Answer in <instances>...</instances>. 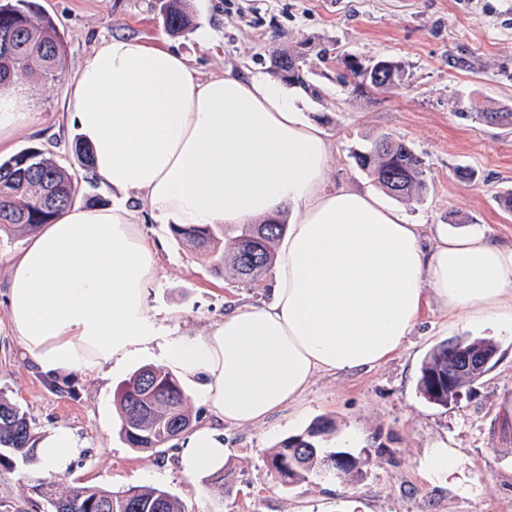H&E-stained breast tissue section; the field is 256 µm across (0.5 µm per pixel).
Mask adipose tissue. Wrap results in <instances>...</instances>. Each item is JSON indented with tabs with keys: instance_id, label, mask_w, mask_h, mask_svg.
<instances>
[{
	"instance_id": "adipose-tissue-1",
	"label": "adipose tissue",
	"mask_w": 512,
	"mask_h": 512,
	"mask_svg": "<svg viewBox=\"0 0 512 512\" xmlns=\"http://www.w3.org/2000/svg\"><path fill=\"white\" fill-rule=\"evenodd\" d=\"M70 118L112 202L37 228L11 267L8 322L48 378L100 375L157 348L216 421L183 440L186 475L223 467L218 424L265 421L315 374L381 365L430 304L451 323L512 335V243L478 227L412 224L370 193L327 190L332 145L279 82L206 77L179 52L113 37L80 68ZM133 199L160 224L287 215L271 299L192 340L162 335L148 305L157 254ZM78 448L59 427L36 455L63 474Z\"/></svg>"
}]
</instances>
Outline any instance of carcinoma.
Wrapping results in <instances>:
<instances>
[{
    "label": "carcinoma",
    "mask_w": 512,
    "mask_h": 512,
    "mask_svg": "<svg viewBox=\"0 0 512 512\" xmlns=\"http://www.w3.org/2000/svg\"><path fill=\"white\" fill-rule=\"evenodd\" d=\"M164 26L178 35L192 25L186 0H168L163 14ZM64 43L53 18L39 11L32 0H13V9L0 10V88L10 87L15 77L23 72L34 73L44 83L55 81L53 68L62 62ZM306 53L298 49L279 51L274 57L273 73L283 71L295 74L287 81L291 87L312 95L318 90L309 80ZM346 72L338 82L351 87L353 92H384L401 84L403 70L392 62L388 67L379 61L360 65L345 62ZM490 126H511V112L464 113ZM34 153L22 157L16 153L0 160V226L8 225L23 233L48 224L70 207L77 193L78 179L67 168L46 157L41 147L33 146ZM74 154L85 171L83 179L92 184L88 148L75 141ZM358 165L392 196L413 200L427 190L423 160L402 139L389 135L379 137L371 147L356 156ZM281 220H266L261 224H224L204 226L170 225L176 240L201 251L212 260L215 271L222 272L231 263L233 275L250 284L268 270L275 261L273 245L286 232ZM487 340L461 338L445 340L435 345L421 363L417 382L418 391L426 395L429 380L448 375L460 368L461 350L480 351ZM122 414L120 434L129 447L137 450H155L187 432L190 415L186 409V395L178 380L166 369L147 366L137 370L118 394ZM330 427L318 423L296 440L295 461H289L288 441H283L267 456L266 466L284 486L289 487L309 480L324 471L336 475L358 476L370 462L365 455L349 454L341 465L320 447L319 437ZM35 432L31 419L22 408L0 390V475L16 469L18 463L36 461ZM35 495L43 497L52 512H185L182 502L168 490L159 487H132L125 491H109L91 487H72L55 497L43 485L34 488Z\"/></svg>",
    "instance_id": "obj_1"
}]
</instances>
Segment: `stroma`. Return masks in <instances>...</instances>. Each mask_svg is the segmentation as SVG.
<instances>
[{"label":"stroma","mask_w":512,"mask_h":512,"mask_svg":"<svg viewBox=\"0 0 512 512\" xmlns=\"http://www.w3.org/2000/svg\"><path fill=\"white\" fill-rule=\"evenodd\" d=\"M35 2L63 37L64 67L47 85L26 73L17 77L30 114L0 144V159L37 145L80 173L70 101L79 67L103 40L136 37L152 48L177 50L206 76L227 69L246 77L271 75L273 54L298 45L307 53L317 92L295 88L291 94L332 144L329 187L377 191L353 154L389 134L407 141L425 166L424 197L395 203L410 223L452 230L480 225L512 242V213L499 206L500 197L512 192V128L470 118L474 112H512V0H188L193 24L175 36L164 27L165 0ZM351 56L399 62L401 84L378 94L351 93L336 81ZM461 106L466 116L458 115ZM463 169L474 171L473 182L459 178ZM141 230L158 255L148 304L164 333L203 336L232 309L269 299L273 271L244 286L214 271L168 225L147 218ZM27 242V235L0 230V389L28 413L38 433L69 428L81 451L63 475L39 463L18 465L0 478V500L26 504L35 499V485L49 483L58 491L162 487L187 512H512L511 337L487 327L449 325L430 305L404 348L380 366L316 374L296 403L264 422L225 427L219 489L209 475L182 472L180 440L157 452L138 451L119 434L117 395L138 369L161 365L158 351L104 378L67 375V397L44 386L10 331L5 303L11 266ZM459 336L493 341L497 355L455 406L439 407L417 390L420 366L431 348ZM321 421L332 425L322 447L369 454L367 469L354 478L318 477L282 487L264 465L267 454ZM441 446L459 457L456 469L430 468Z\"/></svg>","instance_id":"1"}]
</instances>
